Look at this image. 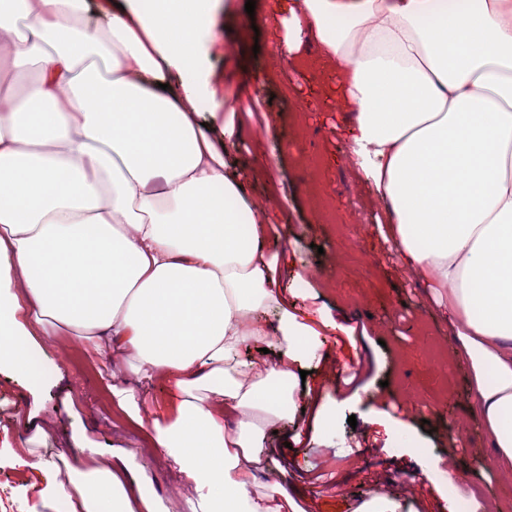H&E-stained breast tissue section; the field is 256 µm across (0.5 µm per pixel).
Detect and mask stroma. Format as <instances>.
<instances>
[{
	"label": "stroma",
	"mask_w": 512,
	"mask_h": 512,
	"mask_svg": "<svg viewBox=\"0 0 512 512\" xmlns=\"http://www.w3.org/2000/svg\"><path fill=\"white\" fill-rule=\"evenodd\" d=\"M217 0L189 78L211 86L200 120L245 182L250 205L278 230L270 269L288 307L319 330L302 360L310 394L294 417L266 432L271 470L297 512H357L377 497L395 512H512V472L490 469L482 417L471 409L474 372L435 308L421 275L397 260L377 228L381 201L336 130L346 118L336 88L343 73L312 40L297 56H272L288 37V0ZM239 130L225 142L221 129ZM40 387L0 373V512H61L13 466L10 447L27 432L18 416L35 407L52 424L37 455L80 469L92 452L125 450L128 472L159 512H184L189 493L139 426L116 414L126 357L74 333L39 339ZM356 417L349 425L348 417Z\"/></svg>",
	"instance_id": "stroma-1"
}]
</instances>
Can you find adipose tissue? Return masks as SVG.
<instances>
[{
  "label": "adipose tissue",
  "instance_id": "1",
  "mask_svg": "<svg viewBox=\"0 0 512 512\" xmlns=\"http://www.w3.org/2000/svg\"><path fill=\"white\" fill-rule=\"evenodd\" d=\"M0 0V370L34 380L36 339L64 328L129 357V402L165 380L140 421L192 492L188 512H288L257 492L269 423L294 415L295 366L316 332L288 310L267 261L275 226L199 127L202 97L173 84L212 0ZM311 37L342 64L352 154L384 202L401 263L427 275L478 380L498 471L512 470V0H288V52ZM250 240L241 245V214ZM277 323L265 318L268 307ZM283 345L244 373L245 350ZM40 471L70 512H134L108 461Z\"/></svg>",
  "mask_w": 512,
  "mask_h": 512
}]
</instances>
